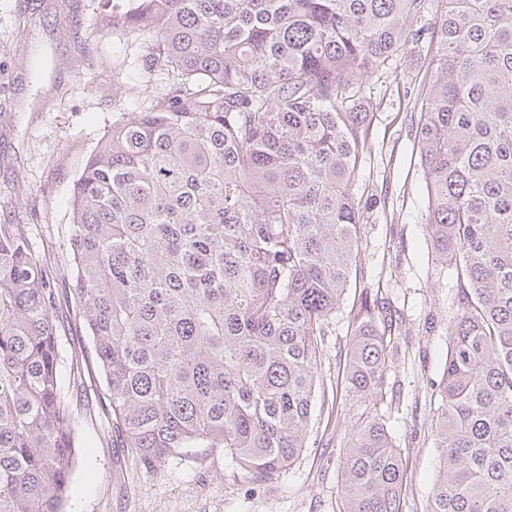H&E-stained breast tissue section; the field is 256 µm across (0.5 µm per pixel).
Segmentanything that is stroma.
<instances>
[{
	"instance_id": "35a3bbf8",
	"label": "stroma",
	"mask_w": 512,
	"mask_h": 512,
	"mask_svg": "<svg viewBox=\"0 0 512 512\" xmlns=\"http://www.w3.org/2000/svg\"><path fill=\"white\" fill-rule=\"evenodd\" d=\"M147 42L116 30L102 0H0V224H21L49 270L71 274V196L87 158L124 112L167 77L145 78ZM426 81L413 53L366 81L374 117L354 192L363 212L350 286L329 319L323 370L335 372L364 294L385 302L398 354L377 410L405 456L403 512H424L439 465L430 420L458 313V288L434 255L427 190L415 140ZM59 340L60 379L73 410L76 464L64 512H338L345 444L316 417L307 448L285 475L255 483L222 449L189 448L152 470L112 445V410L82 323L68 317Z\"/></svg>"
}]
</instances>
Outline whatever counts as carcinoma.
Segmentation results:
<instances>
[{
	"label": "carcinoma",
	"instance_id": "obj_1",
	"mask_svg": "<svg viewBox=\"0 0 512 512\" xmlns=\"http://www.w3.org/2000/svg\"><path fill=\"white\" fill-rule=\"evenodd\" d=\"M172 75L87 159L72 191L69 292L127 460L221 448L277 480L312 431L322 346L356 264L363 79L427 45L418 136L433 249L461 288L431 416L426 512H512V0H106ZM58 278L0 224V512H63L74 457L59 382ZM374 301L343 383L364 406L340 512H402L401 451L376 413L397 351Z\"/></svg>",
	"mask_w": 512,
	"mask_h": 512
}]
</instances>
